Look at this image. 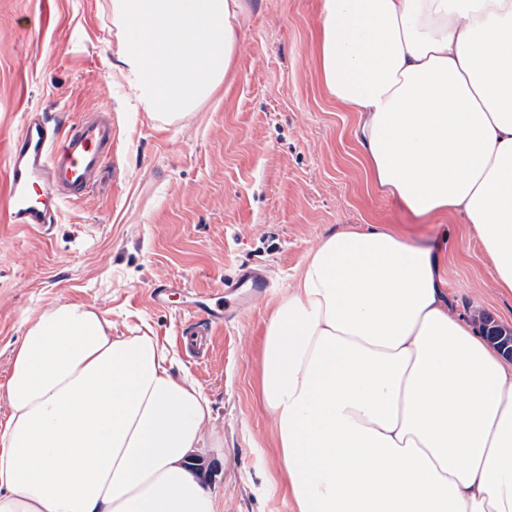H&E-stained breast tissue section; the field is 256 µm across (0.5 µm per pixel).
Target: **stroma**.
<instances>
[{"mask_svg":"<svg viewBox=\"0 0 512 512\" xmlns=\"http://www.w3.org/2000/svg\"><path fill=\"white\" fill-rule=\"evenodd\" d=\"M245 4L223 84L163 124L136 108L122 78L112 0H0V178L30 112L67 124L106 110L116 141L107 179L45 232L0 226V424L12 351L31 320L83 303L113 335L150 326L198 382L212 409L199 457L222 512H294L258 361L270 315L322 238L395 224L436 254L454 314L481 310L512 328V299L499 295L463 216L418 217L369 186L356 115L319 80L320 0ZM247 266L271 291L213 327L209 356L190 361L177 337L192 327L193 303ZM165 282L174 289L155 304L151 290Z\"/></svg>","mask_w":512,"mask_h":512,"instance_id":"35a3bbf8","label":"stroma"}]
</instances>
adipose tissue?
Returning <instances> with one entry per match:
<instances>
[{"label":"adipose tissue","instance_id":"ef3b65f1","mask_svg":"<svg viewBox=\"0 0 512 512\" xmlns=\"http://www.w3.org/2000/svg\"><path fill=\"white\" fill-rule=\"evenodd\" d=\"M243 12L112 0L143 111H195ZM318 60L358 115L371 184L419 216L465 215L512 297V0H321ZM260 372L295 512H512V363L400 232L324 237L266 326ZM6 397L0 512H222L189 464L209 402L157 337L60 303L14 349Z\"/></svg>","mask_w":512,"mask_h":512}]
</instances>
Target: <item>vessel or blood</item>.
<instances>
[{
    "label": "vessel or blood",
    "mask_w": 512,
    "mask_h": 512,
    "mask_svg": "<svg viewBox=\"0 0 512 512\" xmlns=\"http://www.w3.org/2000/svg\"><path fill=\"white\" fill-rule=\"evenodd\" d=\"M112 159V119L95 112L70 124L27 115L7 163L6 213L10 223L43 229L64 202H77L96 186ZM267 285L262 271L241 269L224 282L243 296Z\"/></svg>",
    "instance_id": "b4317fda"
}]
</instances>
